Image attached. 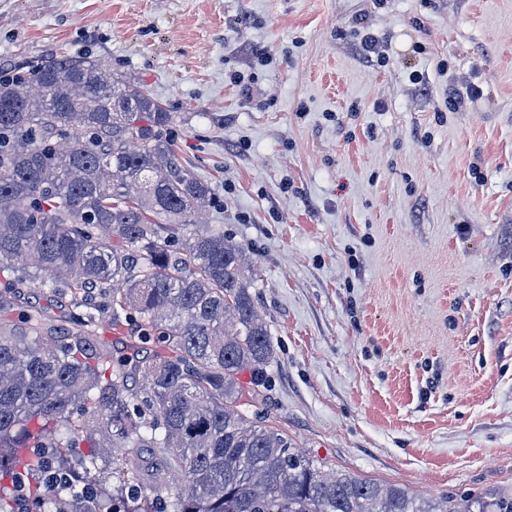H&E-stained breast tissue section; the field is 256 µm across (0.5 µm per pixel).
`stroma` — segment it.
<instances>
[{
  "label": "stroma",
  "instance_id": "1",
  "mask_svg": "<svg viewBox=\"0 0 512 512\" xmlns=\"http://www.w3.org/2000/svg\"><path fill=\"white\" fill-rule=\"evenodd\" d=\"M62 52L177 113L200 227L249 254L274 358L247 417L421 501L512 495V0H0L1 65ZM349 36L358 40L361 49L371 60L375 57L380 66L386 64V57L383 51H380L379 40L367 27H357L350 31Z\"/></svg>",
  "mask_w": 512,
  "mask_h": 512
}]
</instances>
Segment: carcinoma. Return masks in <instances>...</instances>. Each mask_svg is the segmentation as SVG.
Masks as SVG:
<instances>
[{
  "mask_svg": "<svg viewBox=\"0 0 512 512\" xmlns=\"http://www.w3.org/2000/svg\"><path fill=\"white\" fill-rule=\"evenodd\" d=\"M0 76V512H512V496L418 502L323 473L237 409L273 358L244 248L192 227L208 183L174 115L101 60ZM39 281L82 311L24 304ZM135 318L118 352L93 334ZM87 451H80L81 444ZM170 490L149 498L141 470Z\"/></svg>",
  "mask_w": 512,
  "mask_h": 512,
  "instance_id": "obj_1",
  "label": "carcinoma"
}]
</instances>
